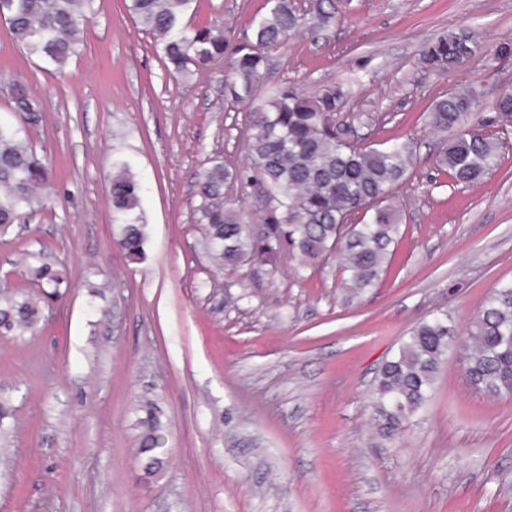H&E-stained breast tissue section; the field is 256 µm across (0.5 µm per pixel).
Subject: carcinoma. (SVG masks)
<instances>
[{
  "mask_svg": "<svg viewBox=\"0 0 512 512\" xmlns=\"http://www.w3.org/2000/svg\"><path fill=\"white\" fill-rule=\"evenodd\" d=\"M94 0H0V19L26 57L62 71L77 53L82 26ZM136 24L156 38L167 72L180 78L192 68H208L233 57L232 72L224 76V100L243 104L258 95L268 52L302 30H325L336 21V0H266V11L254 17L240 38L217 16L202 27L181 25L194 0H126ZM464 29L441 33L423 50L422 63L442 71L474 51ZM362 68L350 69L338 83L312 94L297 84L274 87L247 115L245 147L252 166L240 168L220 156L197 175L196 221L205 226L208 255L226 270L251 261L277 266L290 248L300 266L310 268L341 249L347 299L360 298L381 280L390 247L400 231L401 211L393 191L412 174L415 143L409 138L373 143L359 133L374 119L345 114ZM479 94L468 86L435 98L421 119L426 128L443 135L435 163L453 184L484 181L500 164L501 139L487 132L491 120L465 117L476 108ZM16 123L0 122V234L21 223L42 204L39 192L51 181V168L30 143L27 129L42 119L39 99L21 86L12 97ZM496 119L512 118V93L494 105ZM110 177L113 221L121 225L116 245L127 261L144 259L147 240L140 208V184L127 163L115 162ZM255 182L267 195L261 208L263 236L253 232L241 211L224 196L231 183ZM28 278L48 295H59L61 277L45 265L28 269ZM40 311L33 298L16 292L0 305V330L21 335L35 328ZM459 342L448 317L421 320L398 354L382 366L375 390V421L386 435L423 410L431 399L437 372L448 350ZM464 374L475 390L488 396L512 395V281L492 291L468 332ZM138 411V455L146 472L163 467L158 455L162 437L157 405L149 400Z\"/></svg>",
  "mask_w": 512,
  "mask_h": 512,
  "instance_id": "carcinoma-1",
  "label": "carcinoma"
}]
</instances>
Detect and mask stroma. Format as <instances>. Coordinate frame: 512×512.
I'll return each mask as SVG.
<instances>
[{"label": "stroma", "mask_w": 512, "mask_h": 512, "mask_svg": "<svg viewBox=\"0 0 512 512\" xmlns=\"http://www.w3.org/2000/svg\"><path fill=\"white\" fill-rule=\"evenodd\" d=\"M265 0H195L188 22L223 16L235 35ZM476 47L443 72L422 47L446 29ZM512 0H341L332 28L268 54L264 84L304 92L369 62L348 105L377 141L417 142L397 189L400 235L382 282L346 302L338 253L299 271L288 259L227 272L203 250L194 182L209 159L250 166V104L224 102V68L173 80L124 0H95L64 77L26 58L0 24V119L12 84L42 102L28 131L53 165L46 206L0 237V292L25 270H57L35 334L0 332V512H512V397L475 391L464 348L449 350L426 412L383 436L372 392L382 365L436 312L467 329L512 279V146L481 184L438 174L419 117L461 85L477 110L512 92ZM129 162L143 188L146 257L113 245L110 174ZM157 403L163 472L146 477L135 427Z\"/></svg>", "instance_id": "35a3bbf8"}]
</instances>
